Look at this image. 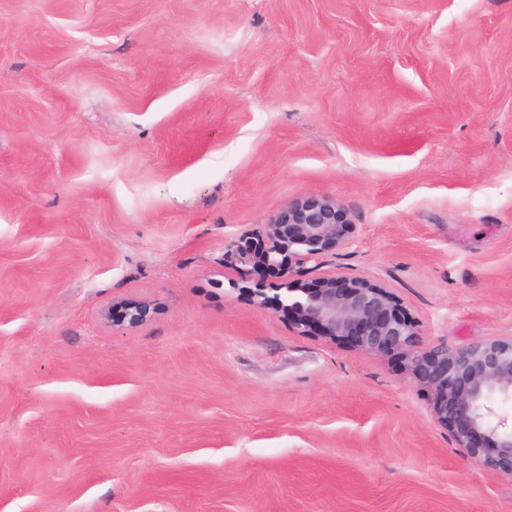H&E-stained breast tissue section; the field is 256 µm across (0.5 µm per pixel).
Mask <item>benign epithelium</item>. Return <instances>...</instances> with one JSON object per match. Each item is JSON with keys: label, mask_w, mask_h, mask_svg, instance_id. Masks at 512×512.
Returning a JSON list of instances; mask_svg holds the SVG:
<instances>
[{"label": "benign epithelium", "mask_w": 512, "mask_h": 512, "mask_svg": "<svg viewBox=\"0 0 512 512\" xmlns=\"http://www.w3.org/2000/svg\"><path fill=\"white\" fill-rule=\"evenodd\" d=\"M355 232L347 210L334 200L294 201L265 225L267 248L259 255L226 243V252L249 264L258 259L283 269L290 287L276 298L279 310L307 333L353 341L366 351H394L426 390L438 423L481 465L512 476V416L498 405L512 402V340H488L420 350L416 325L385 288L359 276L309 282L304 265L329 248L343 247Z\"/></svg>", "instance_id": "obj_1"}]
</instances>
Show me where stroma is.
<instances>
[{
    "instance_id": "obj_1",
    "label": "stroma",
    "mask_w": 512,
    "mask_h": 512,
    "mask_svg": "<svg viewBox=\"0 0 512 512\" xmlns=\"http://www.w3.org/2000/svg\"><path fill=\"white\" fill-rule=\"evenodd\" d=\"M306 197L356 226L308 278L511 339L512 0H0V512H512L225 256Z\"/></svg>"
}]
</instances>
